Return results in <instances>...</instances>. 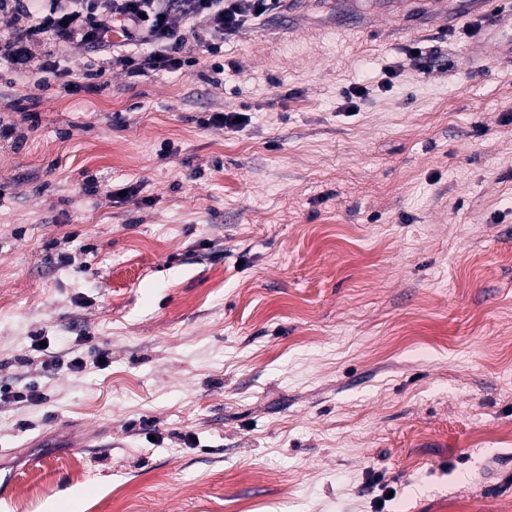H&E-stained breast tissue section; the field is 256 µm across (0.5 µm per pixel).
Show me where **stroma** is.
Here are the masks:
<instances>
[{"instance_id": "stroma-1", "label": "stroma", "mask_w": 512, "mask_h": 512, "mask_svg": "<svg viewBox=\"0 0 512 512\" xmlns=\"http://www.w3.org/2000/svg\"><path fill=\"white\" fill-rule=\"evenodd\" d=\"M456 7L296 0L223 73L190 39L75 94L0 68V388L41 395L0 403V512H512V34ZM237 117L242 118L241 122H235ZM246 117L243 113L239 112H211L210 115L200 116L197 123L203 128H238L240 127Z\"/></svg>"}]
</instances>
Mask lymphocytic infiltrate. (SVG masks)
<instances>
[{
  "mask_svg": "<svg viewBox=\"0 0 512 512\" xmlns=\"http://www.w3.org/2000/svg\"><path fill=\"white\" fill-rule=\"evenodd\" d=\"M284 5L285 0H0V14L11 19L0 32V65L42 83L62 80L75 93L95 85L105 71L90 65L80 79L70 78L61 65L70 48L138 44L143 54L116 56V65L141 73L179 71L187 39H195L207 58L220 57L225 36Z\"/></svg>",
  "mask_w": 512,
  "mask_h": 512,
  "instance_id": "1",
  "label": "lymphocytic infiltrate"
}]
</instances>
